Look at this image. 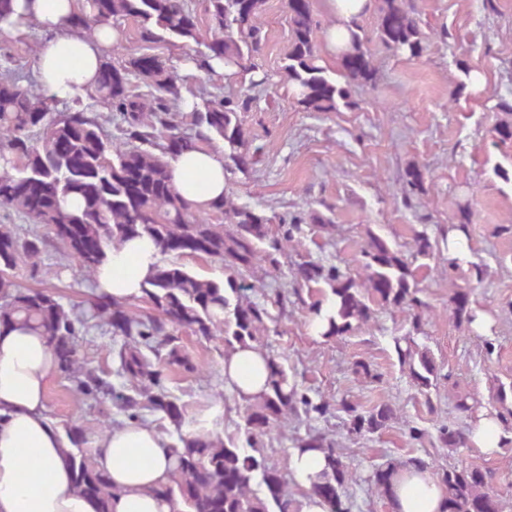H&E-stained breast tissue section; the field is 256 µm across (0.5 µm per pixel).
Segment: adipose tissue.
<instances>
[{
    "mask_svg": "<svg viewBox=\"0 0 512 512\" xmlns=\"http://www.w3.org/2000/svg\"><path fill=\"white\" fill-rule=\"evenodd\" d=\"M335 19L326 37L332 54L346 50L352 21L374 6V0H327ZM90 14L83 0H12L0 18V35L17 38L29 24L39 25L35 68L51 96L67 99L92 92L100 63L120 33L109 25L78 31L75 17ZM175 189L198 210L226 194L221 147L198 146L169 154ZM161 255L148 237L114 247L95 274L99 302L140 297ZM57 365L54 349L33 323L16 318L0 324V512H179L166 495L176 466L167 434L141 423L113 429L97 443L94 466L115 490L110 506L79 492L77 465L68 442L47 415V391ZM224 387L241 403L265 388L268 359L255 348H236L225 356ZM390 512H441L443 491L431 473L397 476Z\"/></svg>",
    "mask_w": 512,
    "mask_h": 512,
    "instance_id": "1",
    "label": "adipose tissue"
}]
</instances>
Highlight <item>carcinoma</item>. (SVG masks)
Instances as JSON below:
<instances>
[{
	"mask_svg": "<svg viewBox=\"0 0 512 512\" xmlns=\"http://www.w3.org/2000/svg\"><path fill=\"white\" fill-rule=\"evenodd\" d=\"M204 0L205 17H200L186 0H108L107 13H96L95 21L112 24L133 18L139 22L140 46L127 49L123 76L110 85L99 87L90 97L97 98L119 113L139 145L122 148L105 139L97 121L79 113L49 117L50 99L33 94L21 86L8 69L0 73V131L11 134L12 157L7 159L15 176L25 178L32 187L14 189L4 195L0 206L8 207L32 221L54 229L60 249L77 261L80 268L94 275L106 259L112 245L131 237H149L162 255L171 253L176 242L201 245L207 257L227 260L236 273L224 281L192 274L175 263L164 262L145 282L142 294L159 311V316L142 319L116 303L100 313L102 321L130 339H141L164 365H183L177 348L164 355L169 329L186 327L201 336H224L227 351L252 344L265 311L246 300L251 285L248 271L258 254L256 242L264 237L263 221L258 214L224 199L211 211L225 215L237 225V233L224 238V225L209 221L206 214L185 201L171 182L166 155L167 143L156 139L177 137V125L170 112L184 101V79L169 70L155 55L147 54L146 43H171L175 39L193 41L205 63L206 73L213 70L208 61H224L228 76L251 71L247 61L259 50L262 36L258 17L262 0ZM292 30L285 75L292 85L296 103L307 112H332L336 99L348 98L347 86L373 78L371 53L359 30L350 32L349 47L343 53L342 77L346 85L327 74L318 64L313 41L314 21L310 0L289 7ZM379 42L394 54L420 56L425 45L417 22L403 6V0H381ZM208 21L212 36L201 37L203 21ZM151 88L144 96L131 90L129 77ZM251 98H201L193 102L189 117L195 127L191 141L184 146L224 143L227 157L239 167L244 163L245 131L239 113L248 109ZM38 143H31L32 136ZM45 246V238L32 233L21 238L9 224H0V323L16 314L35 321L53 344L77 336L84 327L74 310L67 309L57 297L44 289H30L16 279L21 259L36 262ZM363 267L368 272L367 286L360 288L337 267H317L304 271V280L324 283L320 297L309 304L311 313L321 321L320 335L326 338L344 335L368 321L372 304L382 302L396 307H423L411 263L384 239L373 236L363 251ZM457 320L471 323L476 315L461 292L452 298ZM399 362L409 366L410 375L423 392L433 386L437 376L433 358L424 351L402 347L395 342ZM122 369L133 377L153 378L154 389L138 388L122 396L125 407L135 410L144 405L160 411L174 422L182 414L156 378L153 363L133 351L122 359ZM329 406L315 403L298 393L284 367L270 372L267 390L247 410L238 427L242 444L227 447L221 440L202 441L190 434L179 436L181 446H170L178 459L169 496H180L185 512H288L291 491L281 474L267 465L259 448V437L270 431L288 413L306 416L328 413ZM349 416L348 431L364 436L387 426L392 409L381 404L363 414L349 403L341 404ZM440 442L451 451L464 446L462 433L451 426L440 428ZM69 441L77 453V484L103 503L112 499L106 477L94 471L87 452L74 438ZM300 453L321 454L322 469L310 477L309 488L299 490L304 498L321 497L328 512H347L341 499L343 487L355 480V473L343 453L320 437L298 442ZM404 467L428 468V462L414 457L406 462L388 460L380 465L384 480L377 489L389 495L394 475ZM492 473L479 467H452L439 481L446 490L447 512H503L500 495L489 484Z\"/></svg>",
	"mask_w": 512,
	"mask_h": 512,
	"instance_id": "carcinoma-1",
	"label": "carcinoma"
}]
</instances>
